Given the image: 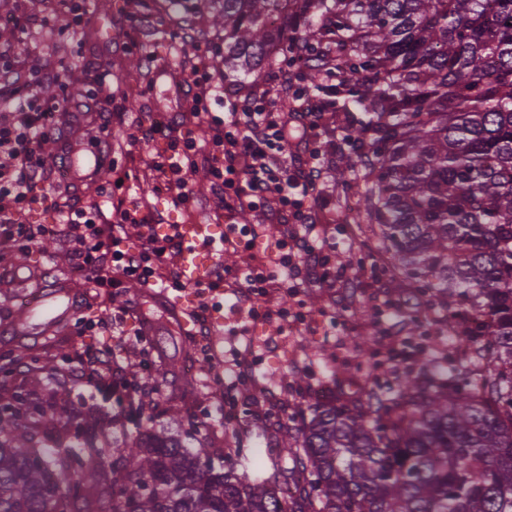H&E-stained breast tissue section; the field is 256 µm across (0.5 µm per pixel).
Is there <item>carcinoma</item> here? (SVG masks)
Returning <instances> with one entry per match:
<instances>
[{"label":"carcinoma","instance_id":"cac0c4a2","mask_svg":"<svg viewBox=\"0 0 512 512\" xmlns=\"http://www.w3.org/2000/svg\"><path fill=\"white\" fill-rule=\"evenodd\" d=\"M224 19V68L259 78L295 56L364 104L372 149L356 224L393 278L448 307L467 360L412 368L366 400L309 406L259 453L217 455L143 432L95 443L106 416L70 414L29 381L0 383V512H512V0H198Z\"/></svg>","mask_w":512,"mask_h":512}]
</instances>
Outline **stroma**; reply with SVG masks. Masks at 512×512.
Masks as SVG:
<instances>
[{
	"mask_svg": "<svg viewBox=\"0 0 512 512\" xmlns=\"http://www.w3.org/2000/svg\"><path fill=\"white\" fill-rule=\"evenodd\" d=\"M85 8L80 27L64 31L57 27L55 15L66 10V0H0V17H7V31L0 35V61L25 72L40 70L53 63L68 73L67 89H53L52 97L61 99L64 109H85L86 92L102 74L112 81V160L100 163L101 176L95 183L78 189L81 204H103L108 221H115L111 207L114 199V171L126 175L122 192L125 205L137 204L152 209L159 224L215 223L223 209L216 190L202 177H190L188 188L193 202L177 206V189L167 188L163 176L155 170L164 140L137 144L128 140L140 122H151L159 112L177 114L185 111V92L194 85L193 66L200 42L210 47L209 57L216 79L224 77V31L213 27L210 17L199 18L198 38L181 42L178 58L169 55V43L177 30L165 14L140 18L138 0H78ZM111 4V37L98 41L97 16L100 4ZM158 49V56L142 69V76L127 78L126 67L136 57L137 46ZM341 151L325 152L328 190L315 207V216L326 225L332 266L348 270L347 282H331L301 289L290 297L270 289L259 300L262 308L278 309L302 301L310 315L299 325H280L251 319L248 307L233 293H224L218 301L208 302V310H221L223 322H211L206 336H198L195 324L173 322L165 309L158 307L134 282L113 289L111 304H92L77 311L69 325L55 336H13L0 334V355L9 349L20 354L51 360L67 351L68 360L48 372V390L69 395L73 414L87 410L96 386L80 374L77 353L98 347L103 338L84 332L81 321L95 320L113 325L124 338L122 357H133V371L147 375L156 386L155 398L162 406L180 410L179 420L162 414L144 421L147 430H164L181 436L194 448L224 449L234 443L253 447V426L262 425L268 437H275L277 422L300 426L303 415L314 398L317 384L337 381L342 395H353V382L364 380L363 370L356 367L355 344L367 336L375 337V347L384 355L378 375L380 380L396 382L407 366L406 361H391L386 353L392 342L404 343L413 337L408 316L420 299L410 287L396 288L392 281V260L383 250L378 235H366L362 225L346 221V204L366 180L363 165H355L347 180H340L337 164ZM41 251L24 253L12 242L0 239V274L6 279L15 275L39 274L38 290L47 291L58 281L73 277V267L64 251L53 239H46ZM145 332L151 351L142 355L136 340ZM207 343L211 354L200 360L196 373L185 371V364L198 343ZM234 346L248 353L256 367L252 388L236 386L225 371L222 352ZM240 401L241 409L233 418L196 414L192 404L218 399Z\"/></svg>",
	"mask_w": 512,
	"mask_h": 512,
	"instance_id": "stroma-1",
	"label": "stroma"
}]
</instances>
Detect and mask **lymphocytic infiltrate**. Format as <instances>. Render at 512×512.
<instances>
[{
	"label": "lymphocytic infiltrate",
	"mask_w": 512,
	"mask_h": 512,
	"mask_svg": "<svg viewBox=\"0 0 512 512\" xmlns=\"http://www.w3.org/2000/svg\"><path fill=\"white\" fill-rule=\"evenodd\" d=\"M194 86L188 108L195 118H209L211 134L200 143L192 134H179L177 125H170L165 135L168 153L155 164L166 183L179 188L177 203H189L185 190L188 177L199 171L197 155L207 154L210 162L202 171L221 191L225 209L261 208L270 211L277 223L294 221L289 235L277 244L276 264L282 272L279 287L283 292L294 293L300 274L309 269L315 282L335 278L336 271L322 247L324 228L314 215L316 196L326 182L319 132L328 127L329 113L312 104L308 96L292 91L283 76L278 94L290 97L293 103L287 115H280L268 92L263 91L243 102L230 101L228 112L218 120L209 116L214 89L209 64L203 62L197 67ZM52 108V102L27 93L0 114V237L27 252L45 238L63 239L72 258L79 261L81 272L92 274L98 288H111L124 281L157 288L167 281L173 289H181L177 276L165 281L157 274L166 254L177 246L178 233H157L151 218L140 209L121 211L114 224L105 220L97 203L68 211L57 224L23 223V214L33 202L32 191L47 171L44 145L56 133L48 119ZM295 128L300 129L299 141L308 154L298 166L289 165L286 158ZM130 224L142 229L138 241L131 244L125 241V228ZM80 366L82 374L95 383H116L134 395L147 388L146 383L126 373L117 354L108 348L84 354Z\"/></svg>",
	"instance_id": "lymphocytic-infiltrate-1"
}]
</instances>
